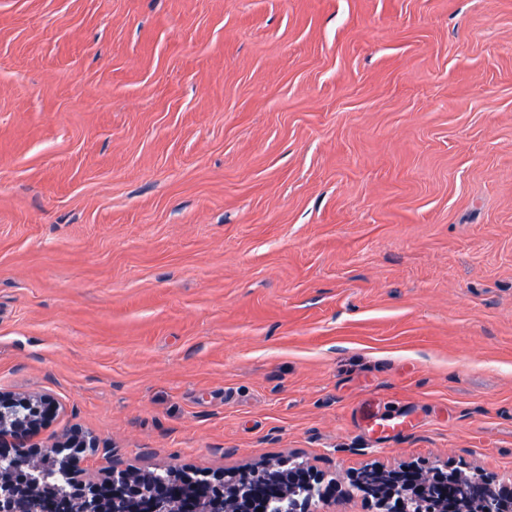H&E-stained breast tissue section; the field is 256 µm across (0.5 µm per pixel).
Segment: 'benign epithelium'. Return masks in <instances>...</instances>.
Listing matches in <instances>:
<instances>
[{"label": "benign epithelium", "mask_w": 512, "mask_h": 512, "mask_svg": "<svg viewBox=\"0 0 512 512\" xmlns=\"http://www.w3.org/2000/svg\"><path fill=\"white\" fill-rule=\"evenodd\" d=\"M58 409L49 394L30 401L0 393V512H258L260 508L268 512L272 498L290 483L310 488L319 504L336 494L335 483L324 482L302 464L263 482L256 480L257 469L202 479L171 471L168 479L150 484L146 473L114 469L95 479L77 468V455L96 451L95 441L81 429L51 448L33 444ZM64 448L73 453L62 454ZM47 464L71 478L72 485L43 506L39 485L23 476ZM471 483L478 512H497L499 503L512 506V483L494 487L483 476ZM354 485L363 496L374 499L382 512H412L411 498L430 493L437 500V512H469L448 494V485L418 470L365 469L357 474Z\"/></svg>", "instance_id": "benign-epithelium-1"}]
</instances>
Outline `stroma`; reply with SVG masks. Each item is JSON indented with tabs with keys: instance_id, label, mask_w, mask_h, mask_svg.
I'll return each instance as SVG.
<instances>
[{
	"instance_id": "35a3bbf8",
	"label": "stroma",
	"mask_w": 512,
	"mask_h": 512,
	"mask_svg": "<svg viewBox=\"0 0 512 512\" xmlns=\"http://www.w3.org/2000/svg\"><path fill=\"white\" fill-rule=\"evenodd\" d=\"M0 392L96 477L511 481L512 0H0Z\"/></svg>"
}]
</instances>
